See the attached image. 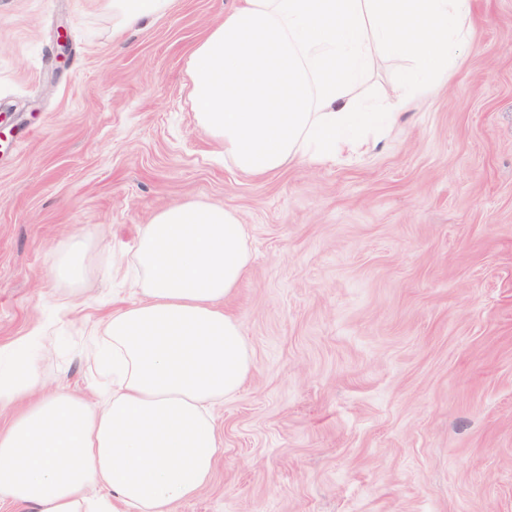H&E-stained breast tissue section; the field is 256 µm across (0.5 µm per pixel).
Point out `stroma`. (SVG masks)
<instances>
[{
	"instance_id": "obj_1",
	"label": "stroma",
	"mask_w": 512,
	"mask_h": 512,
	"mask_svg": "<svg viewBox=\"0 0 512 512\" xmlns=\"http://www.w3.org/2000/svg\"><path fill=\"white\" fill-rule=\"evenodd\" d=\"M237 4L116 34L98 0H0V345L50 326L49 388L92 393L89 329L136 298L110 258L162 206L221 204L248 227L254 369L177 512H512V0H472L447 79L364 155L262 178L190 102L188 58ZM73 235L90 271L64 309Z\"/></svg>"
}]
</instances>
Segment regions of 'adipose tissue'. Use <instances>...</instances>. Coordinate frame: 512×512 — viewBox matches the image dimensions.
Segmentation results:
<instances>
[{"instance_id":"obj_1","label":"adipose tissue","mask_w":512,"mask_h":512,"mask_svg":"<svg viewBox=\"0 0 512 512\" xmlns=\"http://www.w3.org/2000/svg\"><path fill=\"white\" fill-rule=\"evenodd\" d=\"M172 0H100L113 31L167 14ZM470 0H241L187 63L196 124L242 174L368 151L391 121L448 74L469 39ZM395 61L379 104L360 88ZM87 243L52 261L69 306ZM137 302L93 330V396L44 391L47 332L0 348V503L24 512H176L209 481L223 446L215 411L253 370L241 321L225 309L250 263L247 229L224 206L186 200L155 211L133 251Z\"/></svg>"}]
</instances>
